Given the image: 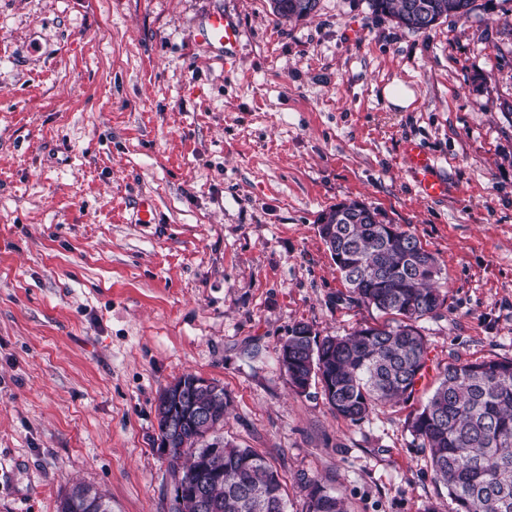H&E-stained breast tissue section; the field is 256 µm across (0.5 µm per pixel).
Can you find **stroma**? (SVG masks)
<instances>
[{
  "instance_id": "obj_1",
  "label": "stroma",
  "mask_w": 512,
  "mask_h": 512,
  "mask_svg": "<svg viewBox=\"0 0 512 512\" xmlns=\"http://www.w3.org/2000/svg\"><path fill=\"white\" fill-rule=\"evenodd\" d=\"M240 27L232 63L199 34ZM415 92L405 108L383 90ZM512 0L426 32L367 0L299 21L270 0H0V512H172L159 392L185 373L230 404L220 434L278 470L288 512L321 480L349 512L448 508L406 427L448 363L512 359ZM454 191L421 197L404 142ZM152 199L156 221H137ZM360 199L442 267L414 400L358 422L279 363L294 325L381 322L319 236ZM85 494H89L90 499ZM58 512H112V505L99 489L89 484L75 483L61 497Z\"/></svg>"
}]
</instances>
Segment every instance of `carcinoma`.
<instances>
[{"label": "carcinoma", "mask_w": 512, "mask_h": 512, "mask_svg": "<svg viewBox=\"0 0 512 512\" xmlns=\"http://www.w3.org/2000/svg\"><path fill=\"white\" fill-rule=\"evenodd\" d=\"M302 2L271 0V7L282 20H300L311 16ZM474 2L369 0V6L400 26L426 32L442 18L468 17ZM359 205L351 200L329 207L320 233L333 231L332 259L353 300L395 319L323 338L298 323L279 354L291 387L321 384L330 408L352 422L413 396L428 361L419 322L438 315L445 302L434 286L441 274L436 257L382 209ZM195 379L187 373L172 383L211 416L184 425L168 449L175 485L183 488L177 512H199L192 491L203 479L207 512H287L278 471L262 454L230 443L210 452L212 442L221 440L227 403L193 387ZM407 427L420 441L435 483L447 489L451 512H512V359L449 363ZM306 489V512H348L345 501L320 482L309 480ZM58 512H112V505L99 489L76 483L61 497Z\"/></svg>", "instance_id": "cac0c4a2"}]
</instances>
